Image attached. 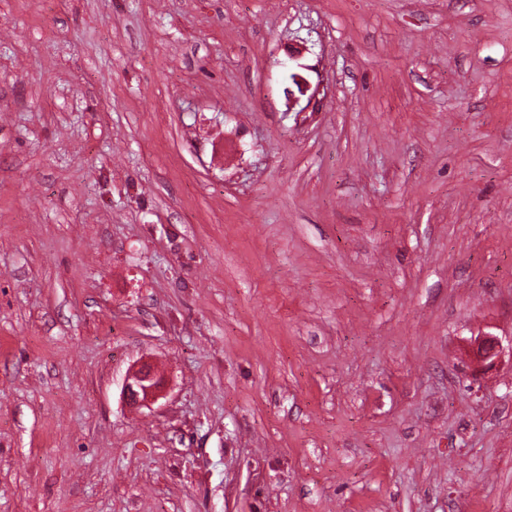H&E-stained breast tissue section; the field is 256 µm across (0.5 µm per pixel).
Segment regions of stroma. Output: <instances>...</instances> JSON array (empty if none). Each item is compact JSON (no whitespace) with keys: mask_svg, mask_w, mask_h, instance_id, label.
<instances>
[{"mask_svg":"<svg viewBox=\"0 0 512 512\" xmlns=\"http://www.w3.org/2000/svg\"><path fill=\"white\" fill-rule=\"evenodd\" d=\"M481 331L512 0H0V512H512ZM466 347L471 362L481 368L493 367L503 352L501 339L491 333L471 337ZM124 392L128 404L133 408L147 407L161 398V382L151 366L142 363L127 373Z\"/></svg>","mask_w":512,"mask_h":512,"instance_id":"stroma-1","label":"stroma"}]
</instances>
